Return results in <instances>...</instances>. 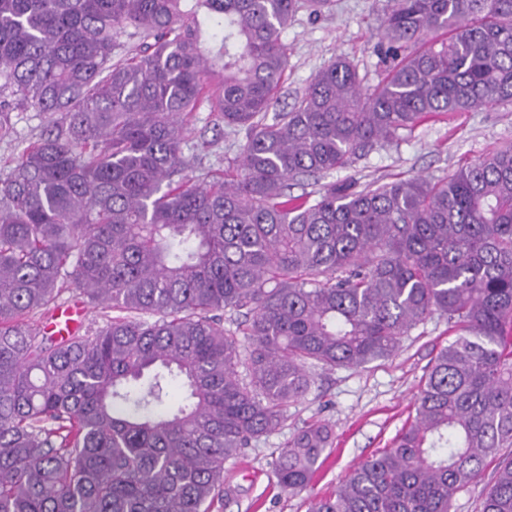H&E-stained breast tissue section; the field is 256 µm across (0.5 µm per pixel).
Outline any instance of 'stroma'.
<instances>
[{
	"label": "stroma",
	"mask_w": 512,
	"mask_h": 512,
	"mask_svg": "<svg viewBox=\"0 0 512 512\" xmlns=\"http://www.w3.org/2000/svg\"><path fill=\"white\" fill-rule=\"evenodd\" d=\"M384 2L333 0L318 14L299 10L282 35L289 66L278 109H290L316 73L339 56L353 63L366 84L378 81L385 70L377 50ZM16 121V140L0 142V177L8 171V160L38 138L44 126L43 116L32 110L19 113ZM194 128L184 147L186 157L209 165L216 154L236 156L239 136L227 133L208 107H200ZM510 144L512 104L480 107L425 120L399 146L370 153L346 174L362 183L419 175L441 178L491 148ZM453 338L447 320L434 316L411 330L391 359L363 368L315 371L311 390L289 409L284 427L225 464L224 481L236 495L224 500L219 512H308L311 500L332 493L360 460L390 446L414 414L415 396L430 361ZM314 420L332 424L333 443L308 488L292 495L277 484L274 450Z\"/></svg>",
	"instance_id": "35a3bbf8"
}]
</instances>
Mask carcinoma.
I'll list each match as a JSON object with an SVG mask.
<instances>
[{
    "label": "carcinoma",
    "mask_w": 512,
    "mask_h": 512,
    "mask_svg": "<svg viewBox=\"0 0 512 512\" xmlns=\"http://www.w3.org/2000/svg\"><path fill=\"white\" fill-rule=\"evenodd\" d=\"M303 6L330 0H0V141L45 118L0 179V512H213L313 370L392 358L433 315L457 337L415 416L309 512H451L496 456L481 512H512V146L290 194L428 117L512 104V0H387L382 78L339 57L271 116ZM203 103L244 133L222 174L183 155ZM66 287L116 315L45 337L26 320ZM332 436L298 429L278 484L304 491Z\"/></svg>",
    "instance_id": "cac0c4a2"
}]
</instances>
